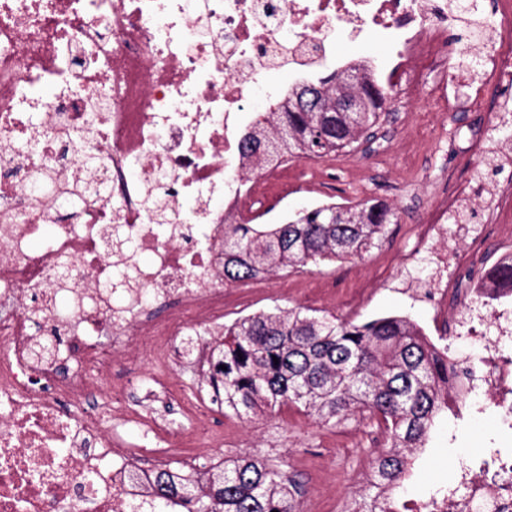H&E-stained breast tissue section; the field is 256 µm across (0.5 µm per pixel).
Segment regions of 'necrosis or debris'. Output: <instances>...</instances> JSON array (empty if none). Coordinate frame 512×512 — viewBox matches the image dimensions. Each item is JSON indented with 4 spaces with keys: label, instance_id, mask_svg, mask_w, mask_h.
Returning a JSON list of instances; mask_svg holds the SVG:
<instances>
[{
    "label": "necrosis or debris",
    "instance_id": "1",
    "mask_svg": "<svg viewBox=\"0 0 512 512\" xmlns=\"http://www.w3.org/2000/svg\"><path fill=\"white\" fill-rule=\"evenodd\" d=\"M466 13L463 0H0V512H156L127 478L132 456L148 472L170 449L191 458L223 447L222 430L198 425L215 402L205 340L221 337L233 302L224 227L255 223L258 190L271 184L239 151L254 96L265 115L282 111L292 81L335 61L344 39L385 40L387 93L412 103L427 90L431 111H483L447 92L448 25ZM480 24L485 36L466 53L482 57L488 39L512 47V0ZM277 71L290 82H267ZM31 138L35 150L12 151ZM87 153L100 189L58 220L33 176L66 185ZM108 223L130 252L104 248ZM447 237L442 204L416 246L434 272L415 294L433 307L448 304L458 274ZM64 256L66 290L54 285ZM110 276L124 283L97 302ZM463 291L476 302L463 336L422 339L448 355L463 338L480 346V368L456 360L451 399L479 393L512 427V307L478 279ZM44 304L38 327L29 312ZM188 336L200 339L193 390L170 381ZM162 405L181 408L185 424L172 427ZM129 429L138 451L121 443ZM479 503L512 512V452L460 462L454 487L420 495L409 512Z\"/></svg>",
    "mask_w": 512,
    "mask_h": 512
}]
</instances>
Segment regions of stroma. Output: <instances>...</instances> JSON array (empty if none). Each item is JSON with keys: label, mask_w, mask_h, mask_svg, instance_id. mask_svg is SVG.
I'll return each mask as SVG.
<instances>
[{"label": "stroma", "mask_w": 512, "mask_h": 512, "mask_svg": "<svg viewBox=\"0 0 512 512\" xmlns=\"http://www.w3.org/2000/svg\"><path fill=\"white\" fill-rule=\"evenodd\" d=\"M426 106L421 99L407 111L389 110L374 138L353 150L283 165L276 193L285 197L289 212L315 206L317 196L325 195L339 204L383 201L396 209L398 219L363 259L281 272L233 286L243 303L241 315L301 305L356 322L406 315L418 325H431L428 305L402 288L403 282H423L430 276L426 260L412 255L420 217L404 194L410 188L429 193L450 175L457 180L458 195L450 211L454 221L448 226L449 252L467 255L471 241L480 240L474 268L484 273L512 249V215L504 211L491 218L485 200L475 198L471 190L476 173L491 176L499 153L494 139L475 124H494L497 113L441 114L427 111ZM224 428L223 447L200 449L197 465L211 467L241 457L270 460L303 482V512L351 507L354 492L370 481L372 463L385 445L369 420L359 416L326 428L286 410L249 422L228 417ZM485 448L512 449V430L490 410L449 411L418 453L400 503L409 504L421 491L454 483L458 459L479 457Z\"/></svg>", "instance_id": "obj_1"}]
</instances>
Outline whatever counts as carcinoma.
<instances>
[{
    "label": "carcinoma",
    "mask_w": 512,
    "mask_h": 512,
    "mask_svg": "<svg viewBox=\"0 0 512 512\" xmlns=\"http://www.w3.org/2000/svg\"><path fill=\"white\" fill-rule=\"evenodd\" d=\"M378 71L376 63L365 62L299 82L274 129L259 120L246 134L243 156L273 170L370 138L387 104ZM310 87L329 111L299 109ZM340 100L353 102L357 111H331ZM98 168L95 157H83L61 201L79 206ZM395 220L388 204L366 201L302 209L285 224H226L224 284L359 260ZM486 279L488 287L506 288L505 297H512V263L493 266ZM210 365V383L223 392L226 415L247 419L294 408L320 427L360 414L382 429L386 448L373 461L372 479L352 512H398L397 491L448 411V380L455 374L453 364L421 342L407 316L355 323L301 307H276L224 326V337L210 347ZM299 489L285 471L254 458L212 467L199 479L167 466L147 486L154 499L179 502L185 512H299Z\"/></svg>",
    "instance_id": "carcinoma-1"
}]
</instances>
